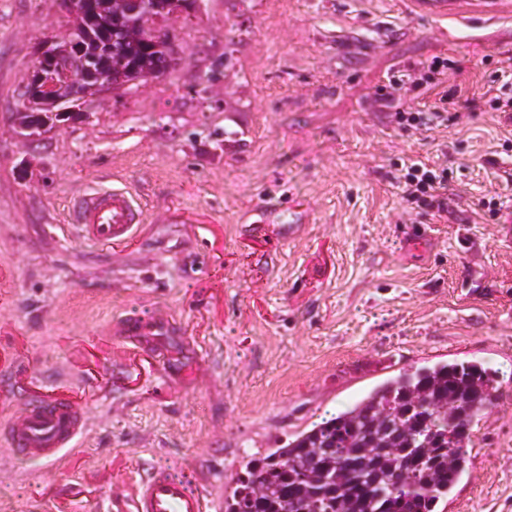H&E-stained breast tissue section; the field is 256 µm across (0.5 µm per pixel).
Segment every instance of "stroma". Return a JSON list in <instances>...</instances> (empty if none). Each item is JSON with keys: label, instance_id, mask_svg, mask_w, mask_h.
Returning a JSON list of instances; mask_svg holds the SVG:
<instances>
[{"label": "stroma", "instance_id": "stroma-1", "mask_svg": "<svg viewBox=\"0 0 512 512\" xmlns=\"http://www.w3.org/2000/svg\"><path fill=\"white\" fill-rule=\"evenodd\" d=\"M198 2L165 22L166 76L86 96V118L25 138L35 47L73 16L66 0H0V420L15 392L64 381L88 422L54 460L0 445V512H130L138 463L223 496L246 455L439 360L486 362L502 388L438 512H512V128L481 96L512 57V4L437 20L411 0ZM437 58L460 119L398 125L436 96L389 94L388 76ZM416 160L447 165L457 211H403ZM97 183L143 208L129 245L69 227L71 199ZM291 196L309 207L298 237L246 236L245 210ZM486 202L496 217L480 218ZM410 224L431 234L418 254ZM156 312L185 338L167 362L112 330Z\"/></svg>", "mask_w": 512, "mask_h": 512}]
</instances>
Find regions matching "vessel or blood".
<instances>
[{
  "label": "vessel or blood",
  "mask_w": 512,
  "mask_h": 512,
  "mask_svg": "<svg viewBox=\"0 0 512 512\" xmlns=\"http://www.w3.org/2000/svg\"><path fill=\"white\" fill-rule=\"evenodd\" d=\"M291 216L290 223L278 224L271 211L259 207L244 213L241 221L250 236L282 239L299 230L301 212L292 211ZM69 221L82 238L112 247L133 239L143 214L127 189L97 186L72 198ZM115 330L160 358L167 350L158 344V337L174 332L167 315L162 313L146 321L123 319ZM85 425L77 394L65 388L50 396L26 398L21 410L0 425V439L20 459L48 461L71 447ZM131 512H218V508L208 486L190 484L169 468L156 465L139 480Z\"/></svg>",
  "instance_id": "obj_1"
}]
</instances>
